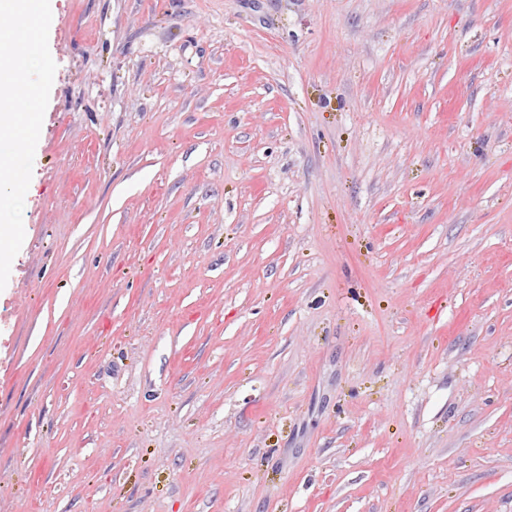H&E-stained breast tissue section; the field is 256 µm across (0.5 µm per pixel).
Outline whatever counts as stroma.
<instances>
[{
	"label": "stroma",
	"mask_w": 512,
	"mask_h": 512,
	"mask_svg": "<svg viewBox=\"0 0 512 512\" xmlns=\"http://www.w3.org/2000/svg\"><path fill=\"white\" fill-rule=\"evenodd\" d=\"M50 4L0 512H512V0Z\"/></svg>",
	"instance_id": "stroma-1"
}]
</instances>
